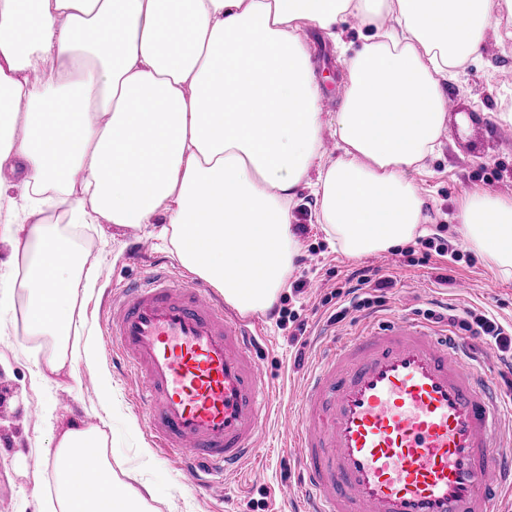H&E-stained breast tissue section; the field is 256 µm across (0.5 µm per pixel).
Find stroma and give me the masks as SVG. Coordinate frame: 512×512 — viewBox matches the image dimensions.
<instances>
[{
	"label": "stroma",
	"mask_w": 512,
	"mask_h": 512,
	"mask_svg": "<svg viewBox=\"0 0 512 512\" xmlns=\"http://www.w3.org/2000/svg\"><path fill=\"white\" fill-rule=\"evenodd\" d=\"M304 40L319 75L327 79L323 109L338 111L343 100L345 64L338 48L316 28L306 29ZM446 97L455 102L447 113V130L436 152L427 157L422 168L410 177L427 197L430 218L424 234L439 237L457 249L458 260L447 263L438 255L413 256L378 251L361 257L345 255L323 229L317 218V203L312 187L299 191V205L293 221L305 225L298 235V253L304 267H292L275 303L299 313L307 325L306 344L296 349L289 341L291 330L270 317L262 329L264 348L261 362L273 377L276 411L263 435L271 456L264 458V478L251 482L241 476L216 480L207 490L197 489L179 460L155 447L152 438L133 405L138 385L133 376L119 372L113 365L107 335V315L103 304L112 297L121 282L147 274L151 258L167 260L171 266L179 261L162 234L163 222L139 228L115 224L60 225L69 243L80 250L85 265L94 272L90 295L78 300L75 311L82 314L93 329L98 347L96 364L84 357L74 360L75 375L61 373L51 377L45 391L28 387V369L42 351L24 335L21 277L9 271L0 274V293L11 296V304L0 306V438L7 440L0 452V512H35L39 502L53 495L48 472L34 470L36 449L48 448L49 435L43 421V409L52 406L60 423L75 420L98 425L97 405L100 375L112 380V422L107 430V451L114 466L124 473L133 486L148 484L157 512H291L298 490L297 468L289 459L288 414L299 396L303 375L317 359L318 336L327 332L343 334L362 324V311L350 310L346 319L334 323L331 312L321 304L322 298L340 287L344 275L369 267L377 277L391 278L394 287L375 311L382 316L411 314L421 317L424 310L453 308L455 314L470 309L490 313L505 322L512 321V276L504 277L473 245L463 240L455 229V215L465 192L480 189L512 197V139L496 138L497 122L490 115L512 106V42H497L487 36L481 54L461 69L457 79L444 83ZM143 242L152 251L151 258L133 260L135 242ZM448 267L447 281L438 278L440 267ZM319 280V287L294 292L293 280L299 276ZM470 279L468 294H458L454 280ZM68 392L73 406L63 408L61 392ZM149 449L150 461H143L141 449Z\"/></svg>",
	"instance_id": "obj_1"
}]
</instances>
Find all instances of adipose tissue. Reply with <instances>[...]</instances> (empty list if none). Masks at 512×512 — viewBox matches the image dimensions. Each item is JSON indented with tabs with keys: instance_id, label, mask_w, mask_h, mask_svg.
<instances>
[{
	"instance_id": "ef3b65f1",
	"label": "adipose tissue",
	"mask_w": 512,
	"mask_h": 512,
	"mask_svg": "<svg viewBox=\"0 0 512 512\" xmlns=\"http://www.w3.org/2000/svg\"><path fill=\"white\" fill-rule=\"evenodd\" d=\"M349 16L363 36L329 118L301 34L340 41ZM489 33L512 41V0H0V223L17 226L11 248L29 254L27 337L48 347L30 388L67 365L84 264L51 210L67 224L165 217L184 267L240 313L266 311L292 265L291 209L310 169L321 222L348 256L426 223L408 174L445 131L443 82ZM456 219L512 275V197L465 193ZM98 397L100 425L59 428L53 458L36 464L53 469L59 512H151L106 454L108 379Z\"/></svg>"
}]
</instances>
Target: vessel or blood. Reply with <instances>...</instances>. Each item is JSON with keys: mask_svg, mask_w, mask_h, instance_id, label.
<instances>
[{"mask_svg": "<svg viewBox=\"0 0 512 512\" xmlns=\"http://www.w3.org/2000/svg\"><path fill=\"white\" fill-rule=\"evenodd\" d=\"M108 328L148 431L199 486L260 461L272 387L258 322L167 267L118 289ZM470 346L415 317L331 337L289 441L302 512H496L512 495V451L494 438L512 401L467 363Z\"/></svg>", "mask_w": 512, "mask_h": 512, "instance_id": "vessel-or-blood-1", "label": "vessel or blood"}]
</instances>
